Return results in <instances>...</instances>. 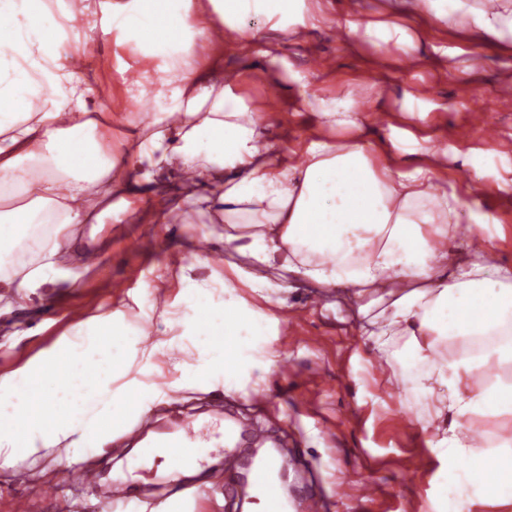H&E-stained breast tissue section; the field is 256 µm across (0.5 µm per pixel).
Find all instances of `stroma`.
<instances>
[{
    "label": "stroma",
    "instance_id": "35a3bbf8",
    "mask_svg": "<svg viewBox=\"0 0 512 512\" xmlns=\"http://www.w3.org/2000/svg\"><path fill=\"white\" fill-rule=\"evenodd\" d=\"M308 5L321 18L317 26L291 35L259 18L254 25L261 30V46L227 42L212 50L221 72L234 74L235 94L259 113L261 143L285 160L321 139L355 141L377 153L381 164L403 172L437 159V176L456 187L471 247L493 244L498 259L512 263V192L501 189L512 181V53L493 43L468 46L458 30L433 14L395 13L390 0H308ZM349 12L362 27L344 37L337 24ZM393 25L405 29V38H380L379 28ZM85 51L89 104L122 116V124L112 127V147L125 153L159 104L148 95L134 101L126 91L121 71L135 61L130 45L100 34ZM360 100L369 104L360 127L332 128L321 114L323 104ZM171 193L169 185H160L135 215L99 226L100 261L76 267L74 286L40 289L24 307L0 317L1 374L69 335L73 358L65 379L70 400L78 404L89 399L93 385L82 365L100 355L73 335L79 320L121 309L142 350L173 339L165 305L184 314L195 302L224 303L225 271L249 262L224 236L247 234L248 216L239 214L233 226L219 222L208 202L195 195L184 201L188 223L164 220L160 212ZM476 211L493 214L494 224L479 227L472 217ZM201 238L216 256L207 267L188 246ZM167 259L178 270L167 279L160 303L146 296L145 286ZM237 294L279 318L272 338L276 366L254 367L238 390L207 391L187 383L204 351L192 347L156 356L143 368L156 390L140 434L173 432L191 417L204 426L234 415L281 439L296 496H331L332 512H434L441 498L439 450L422 401L402 381L399 353L406 337H392L391 355L382 360L352 304L336 295L304 286L272 292L267 300L245 288ZM260 391L266 401L254 402ZM224 448V442L214 443L187 474L169 473L158 459L133 472V446L122 435L107 455L42 448L15 457L12 468L0 471V512H10L13 498L25 491L15 480L20 469L29 482L51 491L31 512H97L95 490L65 482L71 458L105 474L124 467L131 499L116 512H229L237 505L236 479L224 470ZM369 482L375 486L370 498L363 494Z\"/></svg>",
    "mask_w": 512,
    "mask_h": 512
}]
</instances>
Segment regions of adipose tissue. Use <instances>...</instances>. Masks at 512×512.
<instances>
[{"mask_svg": "<svg viewBox=\"0 0 512 512\" xmlns=\"http://www.w3.org/2000/svg\"><path fill=\"white\" fill-rule=\"evenodd\" d=\"M401 2L413 13L434 9L437 20L475 40L512 31V0L492 9L469 0ZM304 11L305 0H67L56 8L48 0H0V314L36 289L74 282L75 266L98 252L95 227L134 212L162 174L185 175L188 186L208 191L216 218L250 216L240 250L252 266L231 268L239 285L260 291L256 268L276 265L294 280L346 291L368 317L378 354L387 355L391 336H408L405 379L438 439L442 484L464 497L468 512H484L492 500L510 507L512 438L472 433L471 419L512 413V382L490 384L481 374L492 363L512 365V264L489 245L458 257L460 201L433 167L395 173L354 142H316L301 161L279 163L231 85L209 74L221 34L255 45L262 35L247 17ZM79 27L89 38L113 33L135 44L140 58L122 70L131 97L164 103L134 142L131 168H117L112 141L87 106L83 53L73 45ZM86 224L91 234L77 236ZM366 297L382 303L377 315H369ZM218 316L224 338L210 343L206 372L232 391L242 367L273 364L268 337L279 320L241 299L179 320L181 336ZM243 327L256 338L246 352L236 339ZM454 338L462 354L442 362L439 346ZM68 357L63 342L0 376V400H17L0 417V430L11 434L0 465L62 443L101 454L119 416L149 411L151 396L138 379L119 385L99 368L102 408L61 414L54 371Z\"/></svg>", "mask_w": 512, "mask_h": 512, "instance_id": "adipose-tissue-1", "label": "adipose tissue"}]
</instances>
